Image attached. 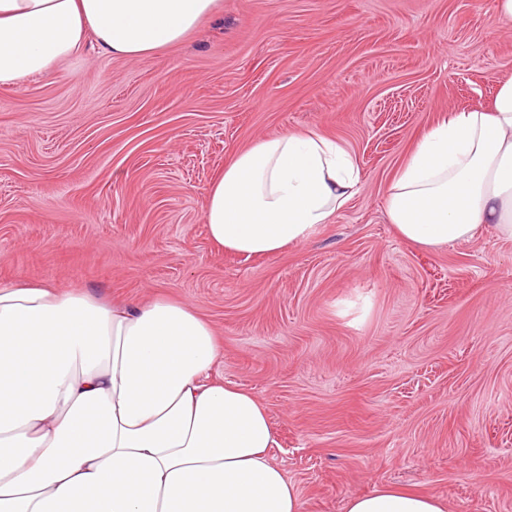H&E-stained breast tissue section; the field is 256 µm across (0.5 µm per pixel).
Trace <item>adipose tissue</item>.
Wrapping results in <instances>:
<instances>
[{
	"mask_svg": "<svg viewBox=\"0 0 512 512\" xmlns=\"http://www.w3.org/2000/svg\"><path fill=\"white\" fill-rule=\"evenodd\" d=\"M218 0H0V86L61 73L87 43L136 59L180 44ZM362 190L315 129L235 154L207 194L211 240L268 256L314 238ZM399 235L431 249L512 240V79L491 107L428 128L385 188ZM212 325L167 297L127 305L0 281V512H302L262 402L212 381ZM347 512H447L385 486Z\"/></svg>",
	"mask_w": 512,
	"mask_h": 512,
	"instance_id": "ef3b65f1",
	"label": "adipose tissue"
}]
</instances>
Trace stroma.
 <instances>
[{
  "instance_id": "35a3bbf8",
  "label": "stroma",
  "mask_w": 512,
  "mask_h": 512,
  "mask_svg": "<svg viewBox=\"0 0 512 512\" xmlns=\"http://www.w3.org/2000/svg\"><path fill=\"white\" fill-rule=\"evenodd\" d=\"M511 78L495 0H221L180 45L88 49L0 87V279L194 306L213 378L265 405L302 512L385 485L512 512V240L425 250L384 203L433 123ZM307 128L350 149L361 193L276 255L213 243L225 163Z\"/></svg>"
}]
</instances>
